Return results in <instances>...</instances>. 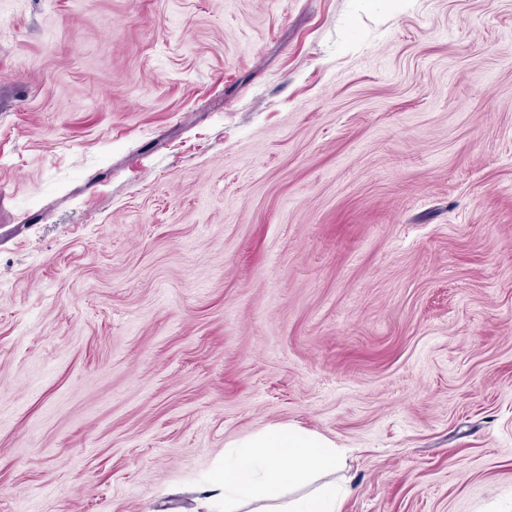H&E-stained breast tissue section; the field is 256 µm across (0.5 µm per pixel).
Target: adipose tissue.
<instances>
[{
  "mask_svg": "<svg viewBox=\"0 0 512 512\" xmlns=\"http://www.w3.org/2000/svg\"><path fill=\"white\" fill-rule=\"evenodd\" d=\"M335 444L294 424L272 425L224 448V512H340L350 483L319 482L336 470Z\"/></svg>",
  "mask_w": 512,
  "mask_h": 512,
  "instance_id": "1",
  "label": "adipose tissue"
}]
</instances>
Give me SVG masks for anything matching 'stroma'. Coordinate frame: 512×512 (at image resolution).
I'll list each match as a JSON object with an SVG mask.
<instances>
[{
  "mask_svg": "<svg viewBox=\"0 0 512 512\" xmlns=\"http://www.w3.org/2000/svg\"><path fill=\"white\" fill-rule=\"evenodd\" d=\"M512 512V0H0V512ZM341 451L336 445L295 424L268 426L224 448V512H340L352 493L349 481L323 482L310 491L322 473L335 471ZM282 462H286L283 465Z\"/></svg>",
  "mask_w": 512,
  "mask_h": 512,
  "instance_id": "obj_1",
  "label": "stroma"
}]
</instances>
